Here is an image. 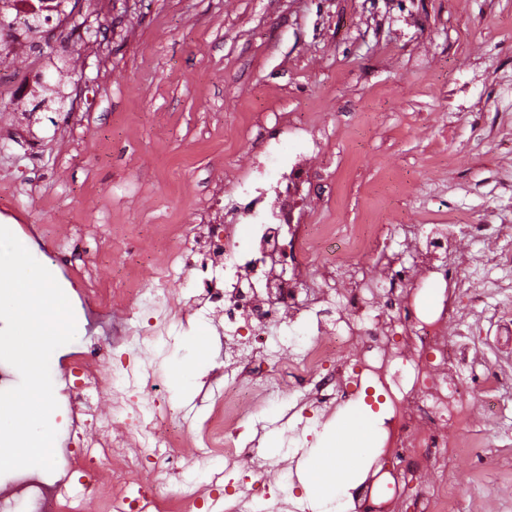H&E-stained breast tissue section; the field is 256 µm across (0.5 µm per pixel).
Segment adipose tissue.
Here are the masks:
<instances>
[{"instance_id": "obj_1", "label": "adipose tissue", "mask_w": 512, "mask_h": 512, "mask_svg": "<svg viewBox=\"0 0 512 512\" xmlns=\"http://www.w3.org/2000/svg\"><path fill=\"white\" fill-rule=\"evenodd\" d=\"M374 426L364 415L351 418L349 433L336 437L330 452L320 454L309 461L305 478V489L316 503L322 504L335 497L353 478V457L370 448Z\"/></svg>"}]
</instances>
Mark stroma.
<instances>
[{"mask_svg": "<svg viewBox=\"0 0 512 512\" xmlns=\"http://www.w3.org/2000/svg\"><path fill=\"white\" fill-rule=\"evenodd\" d=\"M85 17L86 0H73L64 23L44 28L29 71L64 70L66 109H38L35 92L19 107L0 99V111L13 115L0 123V189L10 192L13 211L0 215V226L25 237L76 322L73 344L51 356L55 388L65 384L72 347L117 345L156 386L144 401L156 402L191 444L201 442L224 401V382L213 377L224 364L221 325L186 316L143 349L131 318L115 340L120 312L84 310L76 291L87 280L72 269L96 263L152 305L141 258L166 262L176 245L159 243L155 228L192 223L216 187L232 191L255 166L274 170L257 154L261 138H276L288 156L310 153L312 191L295 202L309 223L488 214L512 224V0H108L97 22L109 39L99 48L77 40L73 28ZM283 112L306 131L279 125ZM26 224L39 234L24 236ZM468 275L490 304L512 306V269L478 263ZM470 321L483 357L512 371V343L496 319L475 313ZM178 366L195 368L190 386L175 383ZM354 411L384 424L374 396L351 399L299 438L278 425L283 403L258 408L250 420L270 454L327 445ZM471 475L498 495H464L463 512H498L512 501V467L492 470L475 448ZM158 486L182 512H208L211 491L198 475Z\"/></svg>", "mask_w": 512, "mask_h": 512, "instance_id": "35a3bbf8", "label": "stroma"}]
</instances>
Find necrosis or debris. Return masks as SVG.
Masks as SVG:
<instances>
[{"label":"necrosis or debris","instance_id":"necrosis-or-debris-1","mask_svg":"<svg viewBox=\"0 0 512 512\" xmlns=\"http://www.w3.org/2000/svg\"><path fill=\"white\" fill-rule=\"evenodd\" d=\"M308 173L302 155L280 158L271 183L238 182L239 202L222 222L176 225L177 267L154 278L160 301L173 276L189 279L196 310L224 322V413L204 432L206 455L223 456L224 465L209 478L218 482L242 449L260 481L292 469L245 437L242 416L253 401L286 400L297 433L308 409L327 417L362 387H375L388 402L379 465L349 490V512H397L413 481V512H456L466 449L492 447L480 423L512 408L499 372L487 371L475 390L458 374L476 359L461 301L483 299L467 278L473 258L456 245L465 227L404 225L412 247L405 257L388 250L386 224L295 222L292 203ZM313 272L323 283L317 290L306 286ZM420 277L441 283L440 300L426 298ZM289 319L309 321L310 339L291 345L281 338ZM68 370L62 474L19 477L0 489V502L24 496L38 512H86L90 500L98 512H171L133 450L155 445L160 470L179 481L196 464L183 436L162 437L143 412L125 415L131 371L99 362L94 347L69 354ZM102 399L108 411L99 410ZM102 462L110 467L108 492L71 489V473Z\"/></svg>","mask_w":512,"mask_h":512}]
</instances>
